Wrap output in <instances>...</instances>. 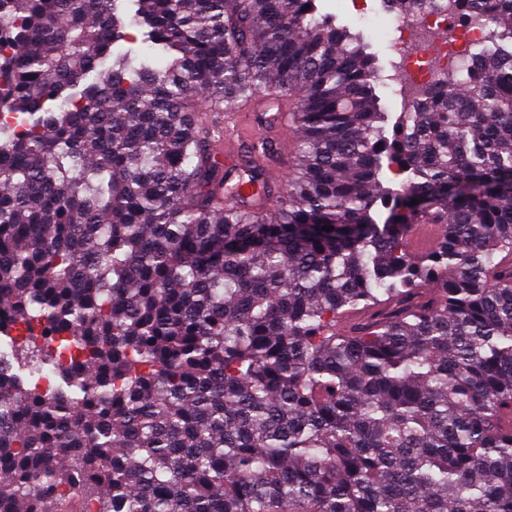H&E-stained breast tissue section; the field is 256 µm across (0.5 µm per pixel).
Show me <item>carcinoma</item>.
Masks as SVG:
<instances>
[{
	"instance_id": "1",
	"label": "carcinoma",
	"mask_w": 512,
	"mask_h": 512,
	"mask_svg": "<svg viewBox=\"0 0 512 512\" xmlns=\"http://www.w3.org/2000/svg\"><path fill=\"white\" fill-rule=\"evenodd\" d=\"M381 4L484 32L396 117L321 0H0V512H512V0ZM256 109L253 110H243L242 112H247V120L253 126L254 133L257 137L259 136H272L277 140L283 138V134L281 131L277 130L270 124L265 123L266 118L270 116L272 112V122L277 124L278 126H283L285 130H288V115L287 112H276V109L270 108L269 103L266 102V99H259L256 103ZM225 133L220 140V152L221 157L224 161V168L233 169L238 167L241 163V154H243L248 142H243L240 149H238V141L241 137H245L246 126L240 121H236L233 124H226ZM441 233L440 224H416L409 236V248L414 254H421L430 249Z\"/></svg>"
}]
</instances>
